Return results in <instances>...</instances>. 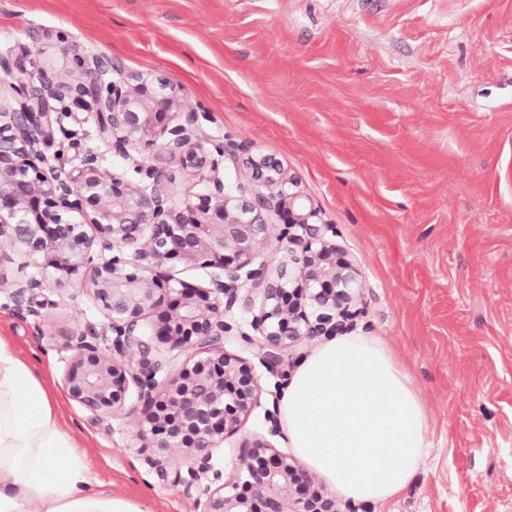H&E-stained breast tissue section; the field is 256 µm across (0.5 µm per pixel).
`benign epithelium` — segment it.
Listing matches in <instances>:
<instances>
[{"mask_svg":"<svg viewBox=\"0 0 512 512\" xmlns=\"http://www.w3.org/2000/svg\"><path fill=\"white\" fill-rule=\"evenodd\" d=\"M82 80L42 75L33 82L19 61L0 56V72L19 96L17 106L0 104V244L9 247L18 269L41 273L8 278L0 271L12 310L22 321H44L42 273L53 269L57 283L77 279L93 298L106 324L86 326L66 362L68 395L99 421L124 410L130 386L137 389L140 448L162 480L214 484L194 500V512H337L336 500L315 488V478L294 459L268 454L262 441L238 455L243 482L225 481L213 467L221 447L258 404L261 387L246 358L225 344L243 342L269 368L300 344L346 327L358 299V268L327 237L332 225L316 222L295 178L263 154L243 164L252 182L275 190L278 207H288L291 262L273 254L271 271L250 270L257 248L268 243L270 199L244 186L231 194L220 176L224 149L204 151L198 112L166 78L131 74L105 81L119 69L110 59L83 60ZM72 104L93 103L101 138L123 157L142 149L154 163L135 167L147 184L100 168L96 153L83 157L78 175L53 165L41 170L60 116ZM191 169L206 192L173 199L175 173L168 164ZM94 229L89 233L87 228ZM177 262L214 269L205 288L171 285L159 270ZM261 294L251 327L255 336L233 333L224 310L245 286ZM184 356L179 368L161 347Z\"/></svg>","mask_w":512,"mask_h":512,"instance_id":"7a95c632","label":"benign epithelium"}]
</instances>
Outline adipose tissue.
I'll list each match as a JSON object with an SVG mask.
<instances>
[{
	"label": "adipose tissue",
	"mask_w": 512,
	"mask_h": 512,
	"mask_svg": "<svg viewBox=\"0 0 512 512\" xmlns=\"http://www.w3.org/2000/svg\"><path fill=\"white\" fill-rule=\"evenodd\" d=\"M56 394L0 339V512H146L95 479ZM291 448L343 502L389 505L417 474L430 424L395 349L376 336L322 342L279 393Z\"/></svg>",
	"instance_id": "adipose-tissue-1"
}]
</instances>
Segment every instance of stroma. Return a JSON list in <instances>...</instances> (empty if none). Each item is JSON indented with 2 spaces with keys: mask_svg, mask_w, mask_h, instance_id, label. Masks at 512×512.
<instances>
[{
  "mask_svg": "<svg viewBox=\"0 0 512 512\" xmlns=\"http://www.w3.org/2000/svg\"><path fill=\"white\" fill-rule=\"evenodd\" d=\"M0 55L32 77L104 56L167 77L242 160L277 158L334 225L360 271L353 336L394 345L425 404L431 447L391 512H512V0H0ZM132 173L91 110L63 116L51 165ZM49 320L21 321L0 292V338L33 359L90 470L150 512H194L197 486L159 479L130 419L91 420L66 394L69 346L105 319L79 283L47 281ZM259 403L213 452L233 477L240 446L269 438L277 392L311 345L266 368Z\"/></svg>",
  "mask_w": 512,
  "mask_h": 512,
  "instance_id": "35a3bbf8",
  "label": "stroma"
}]
</instances>
